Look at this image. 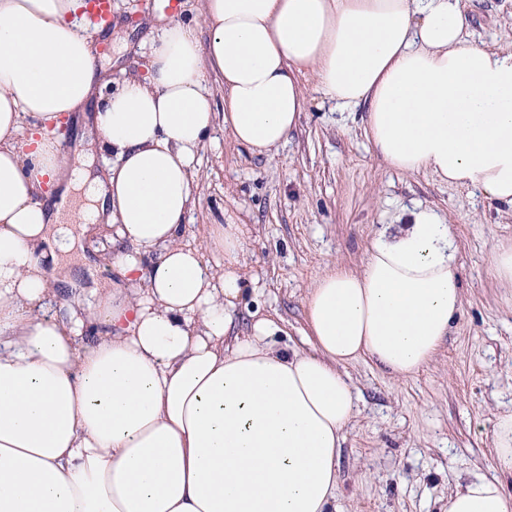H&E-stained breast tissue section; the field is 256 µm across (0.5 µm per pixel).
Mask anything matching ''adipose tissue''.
<instances>
[{
  "instance_id": "ef3b65f1",
  "label": "adipose tissue",
  "mask_w": 512,
  "mask_h": 512,
  "mask_svg": "<svg viewBox=\"0 0 512 512\" xmlns=\"http://www.w3.org/2000/svg\"><path fill=\"white\" fill-rule=\"evenodd\" d=\"M199 20L158 14L145 75L113 87L85 0H0V512H330L358 408L341 365L411 377L461 309L450 228L421 206L314 281L303 347L267 317L233 334L245 231L210 225L203 248L182 231L209 74L253 152L297 127L310 73L365 108L391 169L512 209V47L469 39L461 0H201ZM89 105L72 160L22 125ZM72 223L112 228L117 278L83 313L53 286ZM492 435L498 476L457 485L446 512H512V412Z\"/></svg>"
}]
</instances>
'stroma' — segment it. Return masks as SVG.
Masks as SVG:
<instances>
[{
  "label": "stroma",
  "instance_id": "35a3bbf8",
  "mask_svg": "<svg viewBox=\"0 0 512 512\" xmlns=\"http://www.w3.org/2000/svg\"><path fill=\"white\" fill-rule=\"evenodd\" d=\"M165 0H111L112 32L130 48L113 81L141 71L142 39ZM470 39L512 45V0H462ZM308 95L298 128L275 156L251 152L223 126L199 153L196 204L184 236L205 245L213 224H242L248 279L234 313L247 333L253 315L301 346L304 297L334 266L361 265L371 241L409 210L433 208L449 225L463 306L429 365L398 380L370 360L345 372L358 395L346 428L333 512H446L457 483L495 473L493 423L512 412V288L490 274L498 244L512 242V210L474 188L422 171L386 167L365 136L364 109L337 110L302 79Z\"/></svg>",
  "mask_w": 512,
  "mask_h": 512
}]
</instances>
